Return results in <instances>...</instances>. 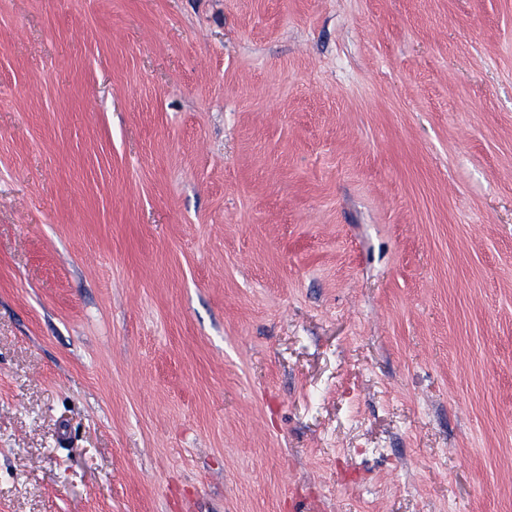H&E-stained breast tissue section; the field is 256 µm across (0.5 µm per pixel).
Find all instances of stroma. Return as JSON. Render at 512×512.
Listing matches in <instances>:
<instances>
[{
	"label": "stroma",
	"instance_id": "stroma-1",
	"mask_svg": "<svg viewBox=\"0 0 512 512\" xmlns=\"http://www.w3.org/2000/svg\"><path fill=\"white\" fill-rule=\"evenodd\" d=\"M0 512H512V0H0Z\"/></svg>",
	"mask_w": 512,
	"mask_h": 512
}]
</instances>
